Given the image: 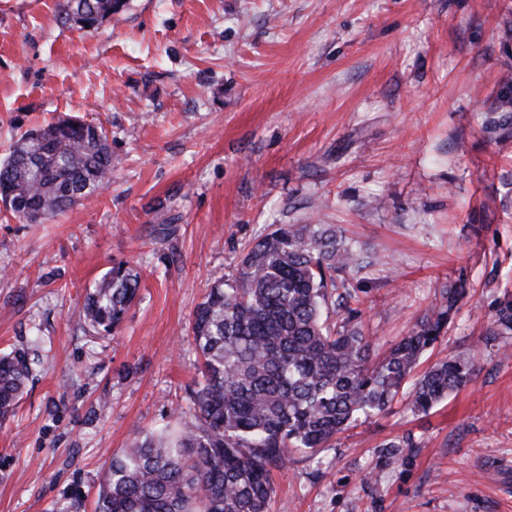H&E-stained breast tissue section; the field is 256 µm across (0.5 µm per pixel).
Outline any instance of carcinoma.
I'll return each mask as SVG.
<instances>
[{
  "label": "carcinoma",
  "mask_w": 512,
  "mask_h": 512,
  "mask_svg": "<svg viewBox=\"0 0 512 512\" xmlns=\"http://www.w3.org/2000/svg\"><path fill=\"white\" fill-rule=\"evenodd\" d=\"M125 6L65 0L57 19L93 31ZM115 167L103 126L60 119L23 133L0 162V200L35 223L93 199ZM370 265L334 224H273L255 239L231 281L214 282L193 313L201 364L176 427L142 431L110 453L95 512H268L272 472L288 466L290 449L324 447L404 391L413 411L427 413L469 382L476 364L462 355L412 378L459 311L465 282L440 289L411 332L379 355L350 307V276ZM140 284L139 271L113 263L84 301V322L116 332ZM511 335L507 296L484 340ZM32 374L25 353L0 356V423L14 415ZM413 448L410 439L390 441L380 453L402 464Z\"/></svg>",
  "instance_id": "cac0c4a2"
}]
</instances>
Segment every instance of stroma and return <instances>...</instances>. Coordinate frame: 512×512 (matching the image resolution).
<instances>
[{
    "mask_svg": "<svg viewBox=\"0 0 512 512\" xmlns=\"http://www.w3.org/2000/svg\"><path fill=\"white\" fill-rule=\"evenodd\" d=\"M59 3L0 0V160L71 116L103 124L119 164L42 224L0 203V352L36 364L0 425V512L77 489L94 512L108 450L171 423L192 313L269 224H333L376 257L351 286L380 352L464 280L420 366L477 363L428 413L400 397L292 452L270 512H512V336L483 342L512 295V0H127L87 34ZM118 261L142 283L103 336L80 310ZM405 436L409 462L384 464Z\"/></svg>",
    "mask_w": 512,
    "mask_h": 512,
    "instance_id": "stroma-1",
    "label": "stroma"
}]
</instances>
